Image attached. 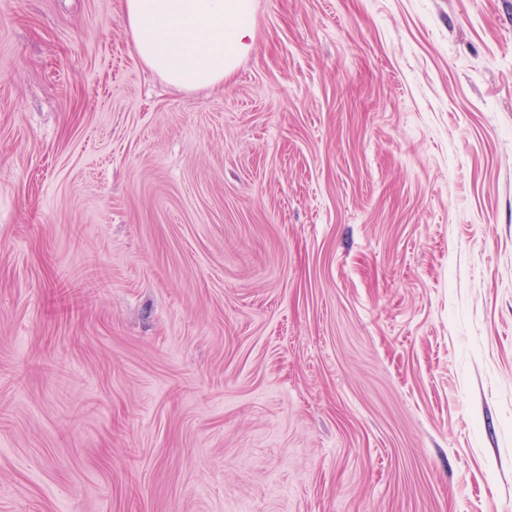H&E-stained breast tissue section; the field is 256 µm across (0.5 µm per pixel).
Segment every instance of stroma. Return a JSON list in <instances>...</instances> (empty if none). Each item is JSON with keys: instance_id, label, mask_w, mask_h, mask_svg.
<instances>
[{"instance_id": "1", "label": "stroma", "mask_w": 512, "mask_h": 512, "mask_svg": "<svg viewBox=\"0 0 512 512\" xmlns=\"http://www.w3.org/2000/svg\"><path fill=\"white\" fill-rule=\"evenodd\" d=\"M255 33L0 0V512H512V0ZM256 0H123L135 55L178 91L223 84L255 43Z\"/></svg>"}]
</instances>
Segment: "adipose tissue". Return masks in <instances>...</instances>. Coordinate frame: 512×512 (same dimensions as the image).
I'll return each mask as SVG.
<instances>
[{"label":"adipose tissue","mask_w":512,"mask_h":512,"mask_svg":"<svg viewBox=\"0 0 512 512\" xmlns=\"http://www.w3.org/2000/svg\"><path fill=\"white\" fill-rule=\"evenodd\" d=\"M255 0H123L135 55L178 91L222 84L255 43Z\"/></svg>","instance_id":"ef3b65f1"}]
</instances>
